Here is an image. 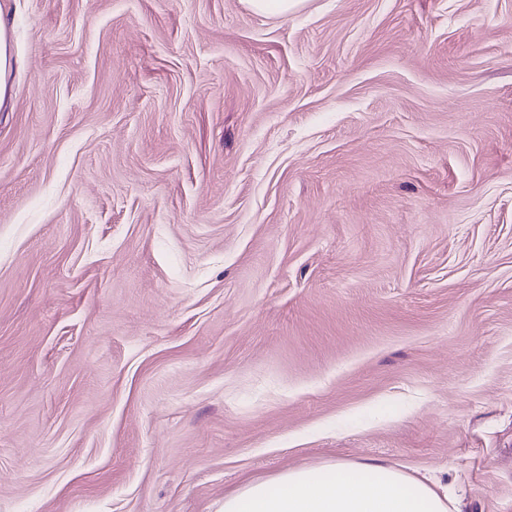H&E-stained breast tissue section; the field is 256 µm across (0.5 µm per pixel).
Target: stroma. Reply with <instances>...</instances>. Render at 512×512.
<instances>
[{
  "mask_svg": "<svg viewBox=\"0 0 512 512\" xmlns=\"http://www.w3.org/2000/svg\"><path fill=\"white\" fill-rule=\"evenodd\" d=\"M0 12V512L361 458L512 512V0ZM306 0H246L249 9L257 15L287 16L303 6ZM9 35L8 24L0 12V103L5 97L12 69V50Z\"/></svg>",
  "mask_w": 512,
  "mask_h": 512,
  "instance_id": "35a3bbf8",
  "label": "stroma"
}]
</instances>
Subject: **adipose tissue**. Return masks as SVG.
Here are the masks:
<instances>
[{
  "label": "adipose tissue",
  "mask_w": 512,
  "mask_h": 512,
  "mask_svg": "<svg viewBox=\"0 0 512 512\" xmlns=\"http://www.w3.org/2000/svg\"><path fill=\"white\" fill-rule=\"evenodd\" d=\"M436 480L379 461H336L251 481L224 498V512H450Z\"/></svg>",
  "instance_id": "ef3b65f1"
}]
</instances>
